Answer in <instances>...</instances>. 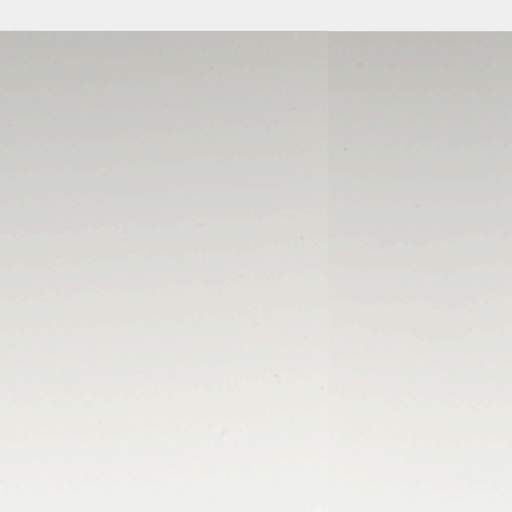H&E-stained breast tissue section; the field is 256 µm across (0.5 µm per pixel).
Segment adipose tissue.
<instances>
[{
    "label": "adipose tissue",
    "instance_id": "adipose-tissue-1",
    "mask_svg": "<svg viewBox=\"0 0 512 512\" xmlns=\"http://www.w3.org/2000/svg\"><path fill=\"white\" fill-rule=\"evenodd\" d=\"M0 50L41 58L86 91L73 117L71 97L44 82L25 99L0 104V328L13 346L46 338L44 362L208 355L266 363L328 353L334 369H435L454 357L471 370H512V355L488 327L512 322V294L499 286L504 252L487 246L490 229L512 238L498 205L512 182V125L502 98L479 77L512 53V14L478 11L455 0H34L0 12ZM163 50L197 79L163 93L121 91L124 60ZM415 59L395 71L389 109L370 112L345 83L385 62ZM277 73L258 83L253 74ZM466 87L463 97L454 88ZM268 96L273 111L310 116V137L281 124L245 128L250 102ZM162 140L140 137L143 127ZM395 154H387V147ZM496 155L499 180L473 172ZM224 176L228 192L205 185ZM468 182L481 205L471 223L450 224L449 209L414 184ZM315 184L316 204L282 200ZM394 190L403 220L356 224L351 203ZM196 201L193 221L152 230L140 221L149 200L180 208ZM72 221L56 223L58 211ZM285 214L279 234L264 224L218 227V214ZM94 217L102 235L88 233ZM32 239L24 252L13 243ZM309 269L315 285L293 287L279 270ZM385 304L399 340L354 335ZM93 306L94 340L54 344L65 312ZM252 313L242 316L243 306ZM285 321L286 346L257 350L272 333L269 310ZM458 337L445 352L438 337Z\"/></svg>",
    "mask_w": 512,
    "mask_h": 512
}]
</instances>
